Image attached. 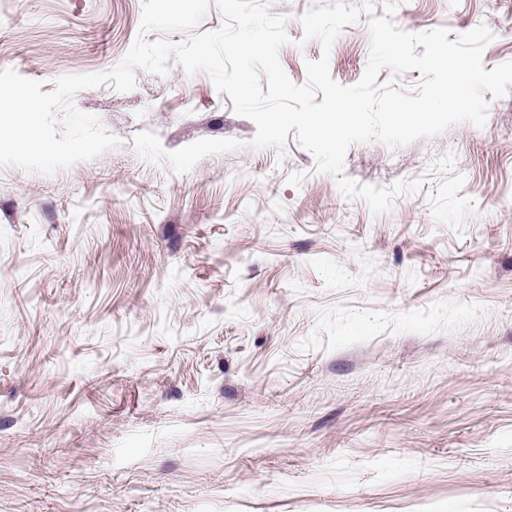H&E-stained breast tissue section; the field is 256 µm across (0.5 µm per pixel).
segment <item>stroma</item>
<instances>
[{"label":"stroma","mask_w":512,"mask_h":512,"mask_svg":"<svg viewBox=\"0 0 512 512\" xmlns=\"http://www.w3.org/2000/svg\"><path fill=\"white\" fill-rule=\"evenodd\" d=\"M273 0L306 80L318 40ZM142 0H0V70L52 91L131 47ZM395 24L486 25L512 61V0H400ZM365 22L330 72L356 84ZM74 103L119 141L51 176L0 169V512H512V92L487 123L344 173L417 193L372 215L295 140L256 149L204 73L136 69ZM455 153L477 214L435 222ZM294 172L300 186L288 185Z\"/></svg>","instance_id":"1"}]
</instances>
